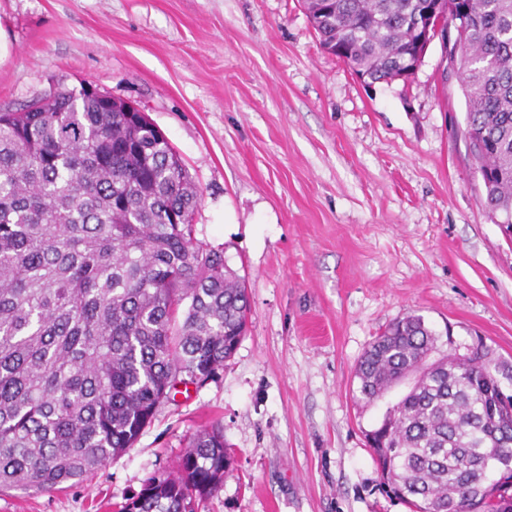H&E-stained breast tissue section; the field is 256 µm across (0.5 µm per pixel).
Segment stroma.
Instances as JSON below:
<instances>
[{
	"label": "stroma",
	"mask_w": 512,
	"mask_h": 512,
	"mask_svg": "<svg viewBox=\"0 0 512 512\" xmlns=\"http://www.w3.org/2000/svg\"><path fill=\"white\" fill-rule=\"evenodd\" d=\"M0 29V110L86 82L144 112L200 190L197 239L251 306L217 379L160 405L90 479L0 493V512H117L214 426L233 464L199 512H409L363 436L404 389L355 401L375 336L417 314L483 339L512 395V238L440 44L410 82L369 90L299 0H0Z\"/></svg>",
	"instance_id": "obj_1"
}]
</instances>
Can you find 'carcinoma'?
<instances>
[{"label": "carcinoma", "instance_id": "1", "mask_svg": "<svg viewBox=\"0 0 512 512\" xmlns=\"http://www.w3.org/2000/svg\"><path fill=\"white\" fill-rule=\"evenodd\" d=\"M427 0H301L322 48L391 83ZM461 21L466 128L486 203L512 215V0H446ZM199 189L141 112L61 89L0 112V492L55 491L131 447L178 385L232 357L249 304L193 216ZM420 315L393 321L355 371L360 401L408 391L365 432L381 484L412 512H512V401L487 354L448 359ZM232 457L224 431L197 434L179 468L119 512H195Z\"/></svg>", "mask_w": 512, "mask_h": 512}]
</instances>
